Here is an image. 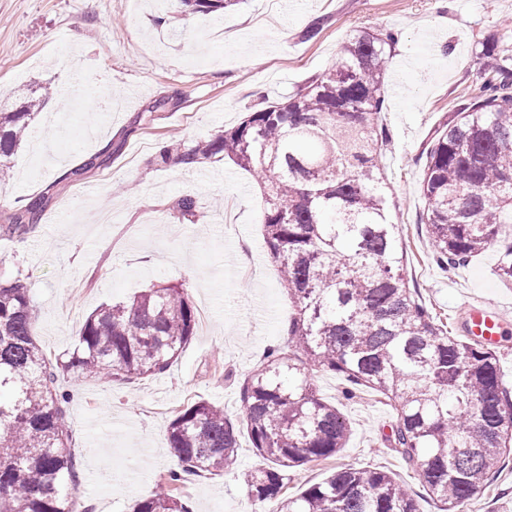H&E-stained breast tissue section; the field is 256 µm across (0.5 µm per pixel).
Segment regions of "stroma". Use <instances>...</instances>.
Listing matches in <instances>:
<instances>
[{
  "label": "stroma",
  "instance_id": "35a3bbf8",
  "mask_svg": "<svg viewBox=\"0 0 512 512\" xmlns=\"http://www.w3.org/2000/svg\"><path fill=\"white\" fill-rule=\"evenodd\" d=\"M315 21L320 35L305 40ZM362 28L399 34L385 80L390 139L382 165L412 285L454 333L469 304L512 313V284L495 274L497 247L448 270L435 263L421 222L423 151L477 91L478 68L493 65V51L512 48V0H243L210 15L169 0H0V111L15 110L37 87L56 90L35 120L37 139L20 145L0 180V224L29 197L46 201L26 234L0 237V280L29 289L47 361L68 357L96 308L152 284L182 286L199 314L190 342L163 372L109 383L60 374L70 395L74 500L88 512H131L178 467L168 441L175 412L205 399L238 419L247 374L268 348L288 346L291 305L258 222L253 173L219 159L192 169L159 165L155 154L162 144L187 146L234 127L264 99L296 92ZM163 97L168 108L153 111ZM111 145L109 166L82 172ZM186 192L197 197V216L176 209ZM309 376L350 423L340 463L392 472L423 512H437L421 479L384 442L394 423L389 408L366 392L343 399L338 375L313 368ZM261 463L242 441L228 471L182 486L189 512H262L240 478ZM464 512H512V460Z\"/></svg>",
  "mask_w": 512,
  "mask_h": 512
}]
</instances>
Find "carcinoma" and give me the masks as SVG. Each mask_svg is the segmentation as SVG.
<instances>
[{"label": "carcinoma", "mask_w": 512, "mask_h": 512, "mask_svg": "<svg viewBox=\"0 0 512 512\" xmlns=\"http://www.w3.org/2000/svg\"><path fill=\"white\" fill-rule=\"evenodd\" d=\"M171 2L207 15L242 0ZM394 44L391 32L361 30L303 89L176 151L187 167L222 156L264 184L260 224L293 313L288 352L269 350L242 386L240 422L204 399L176 414L168 440L181 471L133 512H187L173 488L224 472L244 435L265 465L243 480L273 512H421L377 468L340 465L285 495L288 469L337 457L350 437L346 417L318 396L304 365L339 374L347 397L369 390L391 408L385 442L419 473L439 512H463L512 457V391L498 351L448 333L404 269L380 163ZM478 78L479 93L439 124L427 147L424 224L441 266L497 243L496 275L512 283V55ZM52 94L45 86L0 112V178ZM43 210L44 196L31 198L15 221L0 224V236L24 235ZM195 320L185 289L151 288L89 315L69 358L50 367L28 289L0 282V512H75L69 399L57 370L108 380L161 372L190 341Z\"/></svg>", "instance_id": "cac0c4a2"}]
</instances>
